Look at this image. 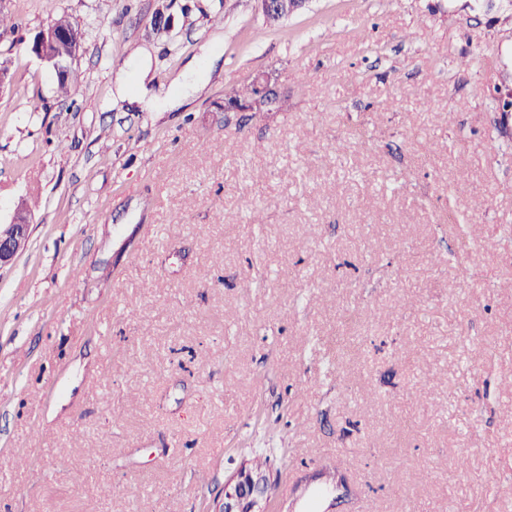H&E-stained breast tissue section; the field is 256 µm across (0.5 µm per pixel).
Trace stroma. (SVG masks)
Listing matches in <instances>:
<instances>
[{
    "instance_id": "obj_1",
    "label": "stroma",
    "mask_w": 512,
    "mask_h": 512,
    "mask_svg": "<svg viewBox=\"0 0 512 512\" xmlns=\"http://www.w3.org/2000/svg\"><path fill=\"white\" fill-rule=\"evenodd\" d=\"M0 11V512H205L263 446L296 512H512V0ZM257 75L277 109L223 111ZM259 12L268 20H282L304 9L310 0H255ZM49 29H43L41 33H39L36 38H34L33 44L31 46L32 53L41 61L46 63L48 66H51L58 77L61 78L58 82V92L63 95H67L69 93V86L71 82L77 79V76L74 72L70 71V67L73 60H75L82 44L81 35L74 29L69 31H57L55 29H70L76 28L73 23L70 21L69 17L66 14H61L57 18L54 19ZM55 28V29H51ZM79 30V29H78ZM66 43L70 45L72 54L70 57V48L67 45H61L57 48V44ZM55 48L56 54L61 58L68 57L67 60H60L53 50ZM68 68V70H67ZM67 70V72H66ZM66 73V74H65ZM65 75V76H64ZM64 76V77H63ZM63 77V78H62ZM30 218L16 212L8 224H0V269L10 265L25 250L29 240Z\"/></svg>"
}]
</instances>
